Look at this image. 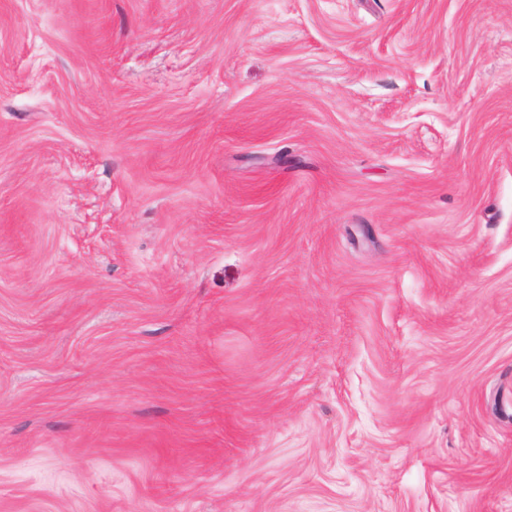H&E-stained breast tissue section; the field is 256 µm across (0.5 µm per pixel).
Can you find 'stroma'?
I'll return each mask as SVG.
<instances>
[{"mask_svg":"<svg viewBox=\"0 0 512 512\" xmlns=\"http://www.w3.org/2000/svg\"><path fill=\"white\" fill-rule=\"evenodd\" d=\"M0 512H512V0H0Z\"/></svg>","mask_w":512,"mask_h":512,"instance_id":"obj_1","label":"stroma"}]
</instances>
